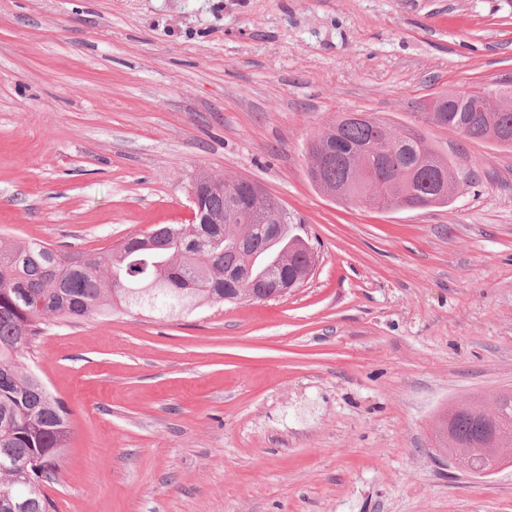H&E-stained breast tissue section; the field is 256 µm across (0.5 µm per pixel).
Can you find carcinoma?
<instances>
[{"instance_id": "carcinoma-1", "label": "carcinoma", "mask_w": 512, "mask_h": 512, "mask_svg": "<svg viewBox=\"0 0 512 512\" xmlns=\"http://www.w3.org/2000/svg\"><path fill=\"white\" fill-rule=\"evenodd\" d=\"M492 93L512 100V85L473 86L460 93ZM421 123L449 127L466 139L491 140L512 149V112H471L450 107L437 118L422 113ZM336 148L319 187L331 181L346 188L336 200L356 203L375 188L381 210L446 206L453 199L448 183L456 164L433 152L421 127L395 132L382 119H336ZM273 201L253 194L252 183L217 181L201 200L210 224H161L146 235L125 238L106 252H67L35 240L0 244V512H54L46 484L60 474L63 449L72 437L70 413L41 375L20 358L50 323L76 324L114 310L170 318L223 301L250 300L246 282L224 286V273L249 269L273 287L295 282L299 288L314 253L280 212L285 232L276 241L263 226L262 214ZM459 444L482 440L485 429L474 413L452 418Z\"/></svg>"}]
</instances>
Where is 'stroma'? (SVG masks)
Returning a JSON list of instances; mask_svg holds the SVG:
<instances>
[{"label":"stroma","instance_id":"stroma-1","mask_svg":"<svg viewBox=\"0 0 512 512\" xmlns=\"http://www.w3.org/2000/svg\"><path fill=\"white\" fill-rule=\"evenodd\" d=\"M512 70V0H0V241L101 252L257 182L317 255L288 297L114 312L26 352L70 412L54 512H512L435 460L512 387V150L428 127L451 205L336 202L307 146ZM453 404L448 407V421L462 411L472 410V402L465 405ZM451 431L458 444H474L482 440L485 429L473 412H462L452 418Z\"/></svg>","mask_w":512,"mask_h":512}]
</instances>
